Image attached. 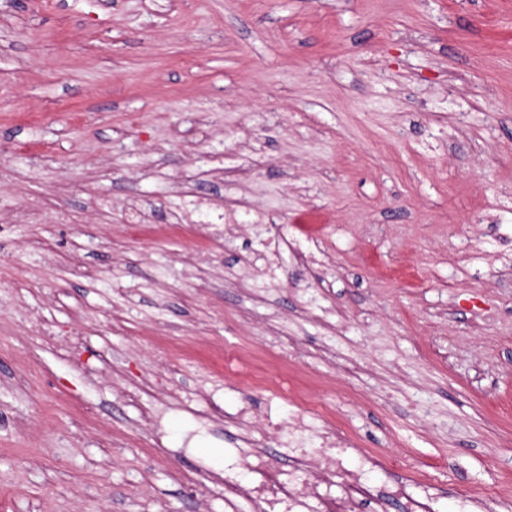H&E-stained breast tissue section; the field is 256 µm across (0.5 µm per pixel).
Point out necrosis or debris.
I'll return each instance as SVG.
<instances>
[{
    "label": "necrosis or debris",
    "instance_id": "obj_1",
    "mask_svg": "<svg viewBox=\"0 0 512 512\" xmlns=\"http://www.w3.org/2000/svg\"><path fill=\"white\" fill-rule=\"evenodd\" d=\"M276 434L294 455L292 465H284L279 456L267 451L263 443ZM254 446L244 457L245 469L258 475V482L246 485L236 470L224 472V499L232 503L246 498L257 512H306L318 505L319 512H384L389 498H397L403 512H434L431 495L416 496L406 483L377 488L375 471L382 466L374 454L359 451L354 440L334 426L309 432L300 422L277 426L275 431L259 427ZM357 455L358 464L346 468V456Z\"/></svg>",
    "mask_w": 512,
    "mask_h": 512
}]
</instances>
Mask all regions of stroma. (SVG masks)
I'll use <instances>...</instances> for the list:
<instances>
[{
	"mask_svg": "<svg viewBox=\"0 0 512 512\" xmlns=\"http://www.w3.org/2000/svg\"><path fill=\"white\" fill-rule=\"evenodd\" d=\"M269 399L512 490V0H0V512H224Z\"/></svg>",
	"mask_w": 512,
	"mask_h": 512,
	"instance_id": "1",
	"label": "stroma"
}]
</instances>
